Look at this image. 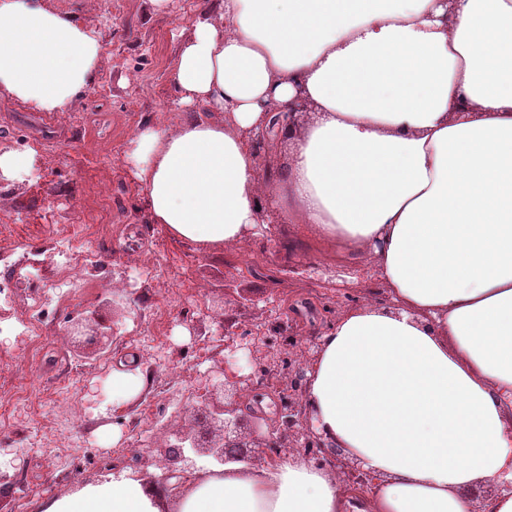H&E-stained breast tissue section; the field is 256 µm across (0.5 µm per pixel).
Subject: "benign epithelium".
I'll return each mask as SVG.
<instances>
[{
    "mask_svg": "<svg viewBox=\"0 0 512 512\" xmlns=\"http://www.w3.org/2000/svg\"><path fill=\"white\" fill-rule=\"evenodd\" d=\"M307 114L306 102L300 98L294 99L287 112L288 124L298 126ZM279 137L280 133L271 127L252 134L251 142L270 151L277 144ZM66 333L77 342L83 340L90 343L95 339V336L89 334V324L83 317L68 320ZM316 356L315 352L306 356L304 365L299 368L288 366V373L284 375L275 373L281 389L297 395L295 400L288 402V415L281 420L277 428L262 436L255 429L246 427L245 416L239 414V409L234 404L205 407L202 409V418L208 429L219 432L218 438L208 440L204 433L192 431L178 437V443L170 446L165 453L166 466L157 482L164 484L173 477L186 475L187 467L178 469L175 464L190 461V457L186 455L188 451L210 456L217 466L227 463L254 466L267 458V448H322L323 463L330 470L346 475L349 480L363 487L375 485L371 471L364 469L359 462L342 452V449L326 441L310 425L303 394L307 367Z\"/></svg>",
    "mask_w": 512,
    "mask_h": 512,
    "instance_id": "benign-epithelium-1",
    "label": "benign epithelium"
}]
</instances>
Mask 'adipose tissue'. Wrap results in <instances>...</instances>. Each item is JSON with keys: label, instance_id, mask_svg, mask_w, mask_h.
<instances>
[{"label": "adipose tissue", "instance_id": "obj_1", "mask_svg": "<svg viewBox=\"0 0 512 512\" xmlns=\"http://www.w3.org/2000/svg\"><path fill=\"white\" fill-rule=\"evenodd\" d=\"M101 60L45 0H0V93L65 110ZM189 113L128 142L149 221L202 247L244 243L274 210L352 256L390 304L319 340L316 431L377 481L363 512H473L512 482V0H213L179 46ZM302 96L269 186L249 145ZM337 474L291 452L190 477L178 495L121 470L39 512H347Z\"/></svg>", "mask_w": 512, "mask_h": 512}]
</instances>
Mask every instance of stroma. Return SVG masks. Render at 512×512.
Returning <instances> with one entry per match:
<instances>
[{"instance_id": "35a3bbf8", "label": "stroma", "mask_w": 512, "mask_h": 512, "mask_svg": "<svg viewBox=\"0 0 512 512\" xmlns=\"http://www.w3.org/2000/svg\"><path fill=\"white\" fill-rule=\"evenodd\" d=\"M203 0L178 7L158 0H50L92 27L102 60L67 111L81 114L105 90L85 129L52 134L37 149L39 176L0 182V281L26 268L46 282V338L31 357L24 324L31 291L0 294V325L13 342L0 345V512H38L45 499L94 484L113 468L154 479L155 466L182 432L197 428L204 406L225 401L228 377L253 390L237 405L268 429L288 407L271 390L267 360L294 362L346 310L368 301L387 305L383 284L359 260H325L295 225L276 221L267 235L242 245L204 250L172 239L149 223L144 193L126 158L138 130H176L184 112L171 70L182 33ZM54 116L0 97V148L24 151L35 124ZM99 227L100 265L84 287L53 288L50 257L57 225ZM241 296L258 308L232 312ZM115 324L116 339L74 343L64 319L77 310ZM249 338L252 349L242 348ZM138 352L146 384L131 403L112 397V368Z\"/></svg>"}]
</instances>
